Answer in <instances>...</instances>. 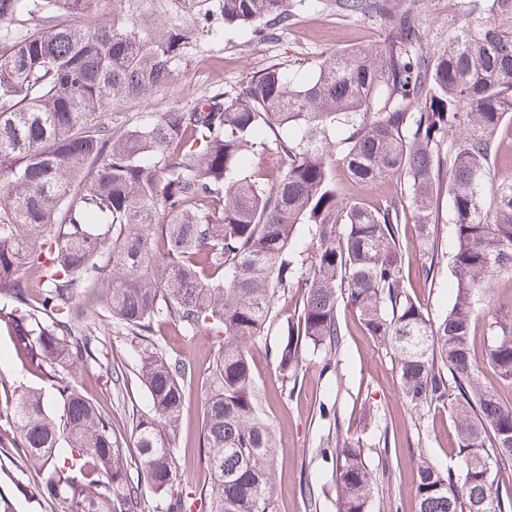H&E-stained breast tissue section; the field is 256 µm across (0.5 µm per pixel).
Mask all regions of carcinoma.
I'll return each mask as SVG.
<instances>
[{"mask_svg":"<svg viewBox=\"0 0 512 512\" xmlns=\"http://www.w3.org/2000/svg\"><path fill=\"white\" fill-rule=\"evenodd\" d=\"M199 21L284 29L288 0H185ZM429 0H329L342 17L385 29L365 51H337L298 83L267 67L190 111L108 123L104 111L161 91L193 31L151 19L153 0H0V19L41 16L0 41V321L52 381L17 387L0 405V454L33 469L55 512H141L145 491L178 479L175 438L195 384L192 363L152 341L168 326L222 338L202 400L210 512H274L277 449L247 346L276 304L302 288L275 359L296 374L305 347L336 356L340 307L391 350L400 394L455 419L462 475L422 460L418 512H512L495 482L512 475V306L484 317L512 277V172L495 134L512 124V0H449L448 45L434 50L420 19ZM399 191L377 208L341 201L334 172ZM448 195L455 294L434 321L406 289L412 223L435 277L438 205ZM311 227L305 269L290 258ZM122 329L150 407L116 431L112 412L78 388L102 338L83 313ZM484 324L485 354L474 353ZM139 453L128 475L127 438ZM339 512H370L378 490L360 438L325 447Z\"/></svg>","mask_w":512,"mask_h":512,"instance_id":"carcinoma-1","label":"carcinoma"}]
</instances>
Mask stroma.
Here are the masks:
<instances>
[{
  "mask_svg": "<svg viewBox=\"0 0 512 512\" xmlns=\"http://www.w3.org/2000/svg\"><path fill=\"white\" fill-rule=\"evenodd\" d=\"M326 2L291 0L293 23L262 38L250 27H227L219 19L213 20L210 27L197 28L179 0H156L155 17L159 22L196 29L198 41L166 89L126 104L123 114L131 118L145 112L187 110L200 99L238 88L272 65L288 68L296 80L302 81L309 77L312 62L337 51L371 48L383 40L384 29L379 21L337 16ZM448 211V199H440L434 280L427 285H413L410 290L435 318L445 314L453 298L454 240ZM300 302L298 292L282 296L274 323L248 346L249 362L262 395L261 410L277 438L272 489L275 512H310L307 490L312 486L322 490L319 512H337L332 463L320 452L330 428L329 420L321 414L327 406L335 407L341 427L361 436L370 466H377L382 450L390 452V479L382 483L372 512H417L415 469L424 458L450 465L451 450L456 445L452 418L447 410L417 409L402 398L393 355L366 334L356 317L345 309L339 312L344 338L334 367H325L323 352L309 349L297 378L280 376L273 358L279 329ZM155 342L162 351L189 356L195 366L196 385L175 446L176 461L182 470L178 488L198 491L208 483L200 461L204 433L200 402L220 343L206 336L185 339L169 335L156 337ZM111 367L128 373L123 396H115L107 382ZM133 368L134 357L124 336L108 325L104 328L100 364L79 378L85 392L111 409L114 424L123 433L132 424L133 411L147 406L145 389ZM48 384L45 375L17 356L14 337L1 322L0 403L16 387L40 388ZM0 512H51L35 490L33 472L1 456Z\"/></svg>",
  "mask_w": 512,
  "mask_h": 512,
  "instance_id": "stroma-1",
  "label": "stroma"
}]
</instances>
